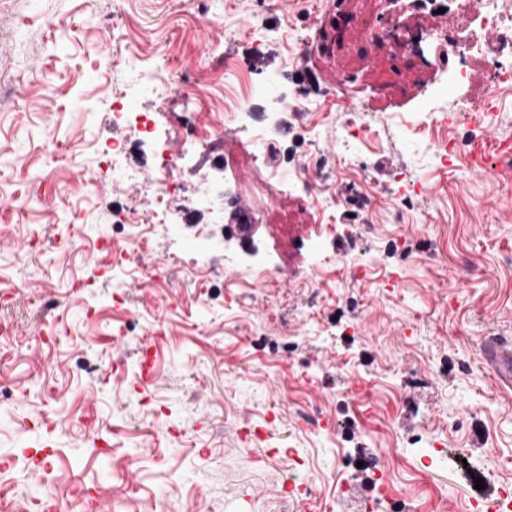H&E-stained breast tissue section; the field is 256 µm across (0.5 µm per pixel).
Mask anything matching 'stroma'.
<instances>
[{"instance_id": "1", "label": "stroma", "mask_w": 512, "mask_h": 512, "mask_svg": "<svg viewBox=\"0 0 512 512\" xmlns=\"http://www.w3.org/2000/svg\"><path fill=\"white\" fill-rule=\"evenodd\" d=\"M381 0H0V458L38 451L0 491V512L17 497L48 499L73 488L112 512H281L285 482L316 484L317 499L294 512H465L478 492L471 473L512 483V391H502L482 354L487 335L512 337V95L499 110L455 117L449 134L469 158L445 169L415 154L433 128L401 126L427 97L432 75L369 44L337 15H376ZM124 39L113 42V31ZM308 31L317 52L294 48ZM133 47L137 63L175 77L162 112L197 99L204 129L224 113V61L254 53L283 87L314 74L308 92L318 137L295 121L279 156L292 167L318 151L307 181L270 186L248 165L219 174L257 220L258 256L224 259L189 280L169 251L166 225L137 250L138 274L107 270L87 239L115 217L141 211L138 186L89 191L98 142L125 136L108 104L127 82L114 61ZM352 75L368 117L365 177L373 221L351 220L355 174L336 148L340 73ZM387 93H379L381 83ZM315 186L336 198L328 223L294 200ZM403 224L391 212L406 187ZM322 235L327 254L374 260L355 280L336 267L310 286L309 257L293 240ZM40 249L25 252L28 237ZM290 258L291 280L256 278ZM63 305L44 311L45 296ZM154 356L139 382L142 349ZM98 376H88L90 367ZM309 411L327 433H310ZM264 430L242 441L241 426ZM437 465L419 470L428 442ZM296 451L295 462L284 458Z\"/></svg>"}]
</instances>
